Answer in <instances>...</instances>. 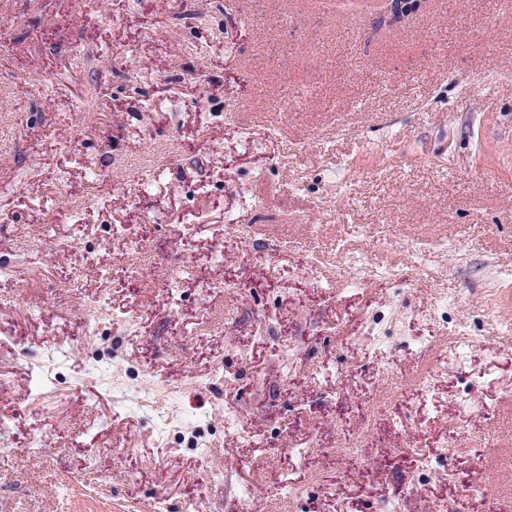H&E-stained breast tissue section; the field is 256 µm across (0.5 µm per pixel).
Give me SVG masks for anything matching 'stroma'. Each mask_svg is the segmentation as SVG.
<instances>
[{"mask_svg":"<svg viewBox=\"0 0 512 512\" xmlns=\"http://www.w3.org/2000/svg\"><path fill=\"white\" fill-rule=\"evenodd\" d=\"M494 66L512 0H0V512H512ZM231 222L236 227L241 237L252 241L253 250L259 254H274L276 252L283 251L287 248V245L284 242L277 239H266L262 242L252 240L250 233L251 226L249 224H242L245 222V219L243 217H237Z\"/></svg>","mask_w":512,"mask_h":512,"instance_id":"35a3bbf8","label":"stroma"}]
</instances>
